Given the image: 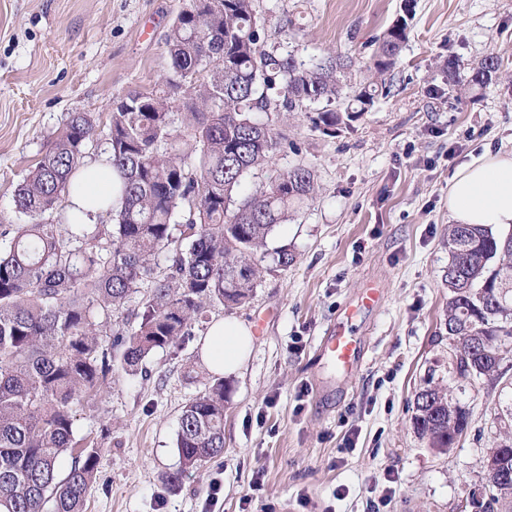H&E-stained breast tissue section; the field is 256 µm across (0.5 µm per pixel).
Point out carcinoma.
Listing matches in <instances>:
<instances>
[{"instance_id": "1", "label": "carcinoma", "mask_w": 512, "mask_h": 512, "mask_svg": "<svg viewBox=\"0 0 512 512\" xmlns=\"http://www.w3.org/2000/svg\"><path fill=\"white\" fill-rule=\"evenodd\" d=\"M408 39L389 26L366 66V85L349 79L352 62L328 55L306 62L268 44L255 0H189L166 38L172 77L167 89L114 102L106 154L121 182L111 224H72L67 246L58 225L44 220L69 195L96 132L88 112H71L14 195L30 222L3 232L0 250V512H85L99 449L84 448L65 476L58 463L77 445L73 405L97 395L112 373V347L134 372L151 352L176 343L213 305L246 303L264 268L258 251L294 206L315 191L302 165L246 192L244 176L288 146L271 114L303 112L325 134L336 133L390 90L391 71ZM180 95L178 105L172 96ZM191 148L176 146L175 111ZM266 114L261 120L257 113ZM186 212L180 235L173 217ZM171 253L157 271L155 256ZM448 368L496 384L512 346V232L448 226ZM156 280L131 333L99 336L127 319L126 304L142 282ZM483 336L495 357L471 348ZM503 372H498L499 368ZM413 425L431 448L469 425L453 419L457 404L436 389L414 397ZM177 449L186 469L224 454V381L184 407ZM482 512H512V495L490 489Z\"/></svg>"}]
</instances>
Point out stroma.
Here are the masks:
<instances>
[{
	"mask_svg": "<svg viewBox=\"0 0 512 512\" xmlns=\"http://www.w3.org/2000/svg\"><path fill=\"white\" fill-rule=\"evenodd\" d=\"M185 0H0V232L25 223L14 191L69 113L88 112L106 147L115 98L171 74L165 38ZM270 43L303 58L370 61L404 0H256ZM501 66L482 86L481 62ZM358 119L327 135L303 114L281 116L290 145L243 188L310 168L316 191L277 225L257 260L248 303L209 309L190 336L151 353L137 372L112 352V377L76 404L75 435L99 448L87 512H462L485 481L496 416L512 387L476 388L448 372V181L484 151L512 152V0H415L408 40ZM294 254L277 266L280 250ZM357 318L364 348L352 370L329 366L318 342L367 292ZM235 318L254 342L224 380V453L182 470L184 406L216 377L200 361L209 322ZM446 389L470 412L467 435L438 454L412 417L422 387ZM182 472L179 484L165 478ZM263 489L252 492L255 478Z\"/></svg>",
	"mask_w": 512,
	"mask_h": 512,
	"instance_id": "1",
	"label": "stroma"
}]
</instances>
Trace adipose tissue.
<instances>
[{
  "instance_id": "adipose-tissue-1",
  "label": "adipose tissue",
  "mask_w": 512,
  "mask_h": 512,
  "mask_svg": "<svg viewBox=\"0 0 512 512\" xmlns=\"http://www.w3.org/2000/svg\"><path fill=\"white\" fill-rule=\"evenodd\" d=\"M119 197V179L107 161L79 168L70 193L74 223H95ZM448 216L457 224L512 227V156L483 153L463 164L448 183ZM253 334L233 318L211 324L200 358L217 375L238 372L248 360Z\"/></svg>"
}]
</instances>
